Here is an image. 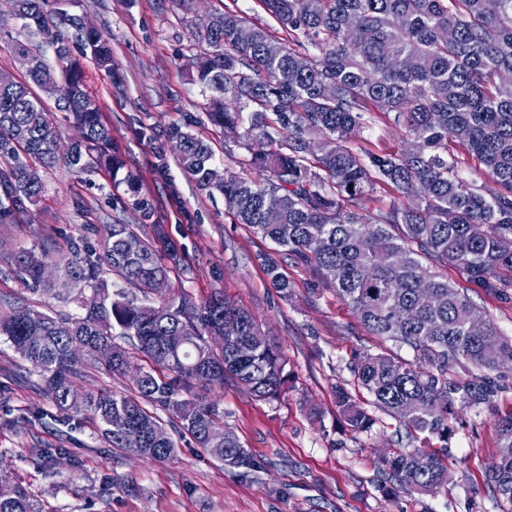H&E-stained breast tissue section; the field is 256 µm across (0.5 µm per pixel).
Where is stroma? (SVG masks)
<instances>
[{"label": "stroma", "mask_w": 512, "mask_h": 512, "mask_svg": "<svg viewBox=\"0 0 512 512\" xmlns=\"http://www.w3.org/2000/svg\"><path fill=\"white\" fill-rule=\"evenodd\" d=\"M81 11L112 36L114 74L98 72L83 58L90 91L112 130V146L125 169L139 179V195L155 209L181 260L169 273L174 287L196 299L213 289L249 311L279 346L289 382L280 398L261 401L235 383L215 397L224 424L258 463L228 470L200 453L190 439L178 442L173 460L157 462L110 447L90 420L77 426L41 423L32 412L48 407L36 390L39 378L19 368L0 340V475L25 486L41 512H496L486 470L497 450L496 418L466 413L449 442L451 479L446 491L417 494L388 484L383 454L396 448L398 423L380 416L368 433L350 432L336 408V389L366 401L350 370L356 353L378 351L335 290L317 285L306 267L284 260L292 284L282 298L260 261L273 243L238 223L223 199L198 193L166 142L165 129L198 118L197 131L216 158L224 134L203 120L204 99L185 69L195 28L160 0H81ZM44 192L13 224H0V310L17 302L75 313L46 292L30 291L15 267L23 250L67 255L70 241L97 243L107 224L150 233L129 207L126 186L107 172H77L65 162L42 174ZM470 296L484 317L512 336V288ZM316 406L311 418L308 406ZM64 447L53 465L35 462L37 449Z\"/></svg>", "instance_id": "obj_1"}]
</instances>
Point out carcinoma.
<instances>
[{"label":"carcinoma","mask_w":512,"mask_h":512,"mask_svg":"<svg viewBox=\"0 0 512 512\" xmlns=\"http://www.w3.org/2000/svg\"><path fill=\"white\" fill-rule=\"evenodd\" d=\"M4 2L37 40L10 41L32 63L25 81L0 84V224H12L41 196L34 165L51 169L59 160L47 100L82 133L66 154L69 167L117 175L124 164L71 55L68 31L108 75L112 36L79 25L81 0H58L54 13L47 0ZM261 2L275 27L230 8L204 17L188 71L208 122L225 144L247 152L248 169L262 178H219L211 147L188 130L198 123L192 117L166 137L200 191L223 197L239 223L309 267L371 335L412 351L410 359L390 348L360 352L353 374L369 403L405 431V445L383 462L388 475L409 492L437 493L448 485L454 424L468 410L496 411L500 371L512 360V338L492 322L481 336L469 327L480 314L470 286L512 287V0H306L301 9L296 0ZM47 68L58 69L61 81H44ZM379 120L404 132L398 151L357 143ZM450 140L482 162L486 181L461 176ZM386 188L398 197L370 208L371 194ZM132 207L151 228L138 252L125 247L137 237L132 225L109 224L100 247L80 239L54 261L71 284L58 298L84 313L27 303L0 313V338L34 368L49 396L51 408L35 417L65 424L86 415L112 448L137 433L155 461L176 456L172 434L189 436L226 469L251 471L257 461L224 428L220 401L206 392L231 380L259 400H275L288 382L286 361L223 290L197 300L172 288L168 264L177 262V249L146 200L136 197ZM49 262L45 249L16 257L36 292L55 290L44 276ZM448 266L463 282L440 273ZM265 267L290 295L278 261L268 258ZM105 268L116 276L110 284ZM219 328L224 348L214 349L206 337ZM119 338L145 362L135 394H70L91 368L124 372L131 355ZM336 404L356 434L377 424L343 388ZM150 405L167 411L169 423ZM219 428L224 447L212 448L208 434ZM497 431L487 484L497 507L512 512V410L498 415ZM0 512L38 510L27 488L1 478Z\"/></svg>","instance_id":"obj_1"}]
</instances>
